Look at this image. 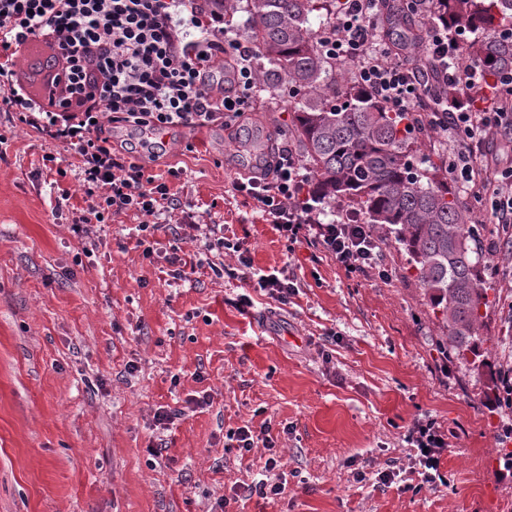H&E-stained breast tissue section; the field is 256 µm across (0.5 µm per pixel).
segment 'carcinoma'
Here are the masks:
<instances>
[{
    "label": "carcinoma",
    "instance_id": "cac0c4a2",
    "mask_svg": "<svg viewBox=\"0 0 512 512\" xmlns=\"http://www.w3.org/2000/svg\"><path fill=\"white\" fill-rule=\"evenodd\" d=\"M328 0H224V23L238 13L254 48L256 92L270 107L288 86L291 124L281 135L299 148L323 202L345 198L366 223L378 224L402 246L441 312L442 353L465 360L483 352V315L488 287L482 249L464 203L436 166L414 162L415 143L403 119L362 93L338 73L309 26ZM437 16L450 30L484 33L466 54L489 81L512 68V32L500 34L497 20L512 17V0H435Z\"/></svg>",
    "mask_w": 512,
    "mask_h": 512
}]
</instances>
